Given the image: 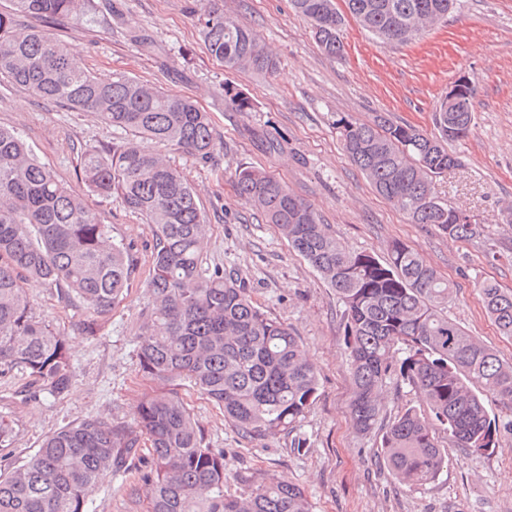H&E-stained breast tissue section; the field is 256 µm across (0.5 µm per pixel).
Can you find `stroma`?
I'll use <instances>...</instances> for the list:
<instances>
[{
	"label": "stroma",
	"mask_w": 512,
	"mask_h": 512,
	"mask_svg": "<svg viewBox=\"0 0 512 512\" xmlns=\"http://www.w3.org/2000/svg\"><path fill=\"white\" fill-rule=\"evenodd\" d=\"M117 6L118 17L91 29L61 19L43 30L67 41L97 76L124 72L192 96L210 112L220 146L208 161L174 145L156 147L198 192L209 225L202 267L238 270L253 300L296 332L318 370L315 402L290 434L273 438L241 435L214 403L177 383L210 447L224 453L225 492L239 494L246 476L267 475L300 486L314 512H512L507 427L498 448L485 456L465 455L439 435L448 463L438 480L411 488L394 479L380 457L381 428L404 409L420 407L418 394L388 378L378 429L360 434L352 428L342 305L234 188L237 168H262L309 202L347 249L383 258L391 239L406 241L454 282L449 317L512 360V339L499 336L475 287L491 279L512 289V225L502 221L512 204V0H456L445 22L401 44L381 42L346 17L339 58L321 50L290 0H224L225 14L251 26L277 56L279 69L271 77L224 70L208 55L196 26L199 0H117ZM462 76L473 88L474 126L468 137L449 143L461 164L437 177L436 186L449 205L470 211L483 232L452 240L433 225L408 223L372 189L344 153L336 121L343 116L367 122L385 113L433 132L434 112ZM228 85L251 100L252 111L225 105ZM0 125L20 132L39 160L77 190L81 150L131 137L91 113L41 100L2 78ZM272 138L282 151L268 149ZM88 203L113 238L136 253L139 277L95 336L80 333L79 305L29 283L35 315L69 342L75 379L63 396L33 399L25 372L0 378V418L13 426L11 446L0 450L7 460L32 456L47 434L89 416L133 424L148 386L139 371L136 332L149 304L143 279L152 236L119 198L92 196ZM140 470L136 463L123 473L104 472L92 494V512H148Z\"/></svg>",
	"instance_id": "obj_1"
}]
</instances>
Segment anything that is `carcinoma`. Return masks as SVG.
<instances>
[{
    "label": "carcinoma",
    "instance_id": "cac0c4a2",
    "mask_svg": "<svg viewBox=\"0 0 512 512\" xmlns=\"http://www.w3.org/2000/svg\"><path fill=\"white\" fill-rule=\"evenodd\" d=\"M0 11V77L36 97L93 112L134 139L81 153L80 193L41 163L21 135L0 126V376L25 370L36 391L61 396L75 377L67 339L37 319L24 283L41 281L60 300L77 301L82 331L99 332L139 273L131 250L114 240L85 193L120 198L153 238L147 278L151 307L138 333L143 376L135 425L91 416L49 434L20 462L0 465V512H88L105 470L125 471L150 443L149 512H314L297 485L263 480L239 494L224 492V452L208 446L173 389L183 381L224 411L248 437L291 432L317 397L318 373L300 338L269 317L237 274L204 272L207 224L197 194L177 168L145 141L172 144L208 160L217 149L209 113L188 95L157 89L127 74L103 79L70 46L21 26V14L67 18L85 28L100 20L97 0H9ZM197 25L208 54L228 71L272 75L279 60L250 28L224 14L221 0H200ZM324 53L343 55L344 16L335 0H291ZM350 14L373 36L404 43L448 16L453 0H347ZM225 103L249 112L244 94L226 87ZM438 135L378 114L370 122L340 118L344 152L376 192L411 224H433L450 239L473 238L479 224L451 219L457 209L434 178L459 165L444 143L467 137L474 122L444 107ZM237 195L263 213L342 303L353 385L350 418L368 434L378 422L385 384L396 374L419 395L443 432L467 455L491 454L500 425L484 398L512 408V363L447 314L451 285L410 245L393 239L387 258L352 252L329 233L313 206L263 169L235 172ZM486 315L512 338V290L477 283ZM404 357L394 360V354ZM381 448L392 476L408 487L436 480L446 455L420 413L407 408L385 429Z\"/></svg>",
    "mask_w": 512,
    "mask_h": 512
}]
</instances>
